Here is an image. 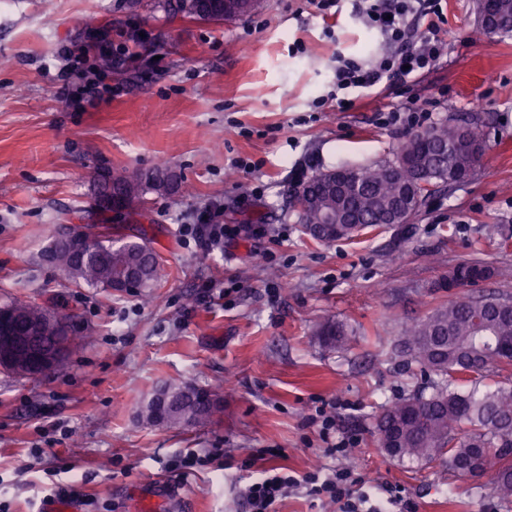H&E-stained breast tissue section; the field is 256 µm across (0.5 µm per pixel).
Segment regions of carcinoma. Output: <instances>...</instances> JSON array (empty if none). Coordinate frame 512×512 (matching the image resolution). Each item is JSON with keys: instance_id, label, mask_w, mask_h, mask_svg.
I'll return each mask as SVG.
<instances>
[{"instance_id": "obj_1", "label": "carcinoma", "mask_w": 512, "mask_h": 512, "mask_svg": "<svg viewBox=\"0 0 512 512\" xmlns=\"http://www.w3.org/2000/svg\"><path fill=\"white\" fill-rule=\"evenodd\" d=\"M163 8L193 20L220 23L248 15L253 0H153ZM491 10L499 26L478 23L486 36H512V0H495ZM97 66L121 79L112 53H96ZM485 150L479 123L441 124L409 135L394 159L373 168L348 167L347 185L336 187V170H319L301 183L298 193L312 201L298 209L299 223L311 226L309 236L329 243L333 238L325 222L336 217L363 231L393 224H407L427 204L434 187H452L470 177ZM102 180L125 197V207L144 202L156 192V183L168 184V193L178 187L177 178L166 168L130 171L124 167H102ZM86 248L77 254L60 237V226L50 231L48 241L56 245L53 265L78 287L112 292V274L119 269H139L138 293L145 295L166 277L160 254L146 238L128 240L112 225V217L99 211L97 223L85 225ZM479 261L460 264L448 272V289L465 288L476 277L488 278ZM45 302L17 299L0 303V311L11 313V325L20 336L37 320ZM330 347L345 345L344 333L333 325L320 332ZM403 352L424 376L438 383L430 394L420 391L410 398L386 406L377 418L376 436L384 451L402 460L429 465L448 463V470L465 475L474 469L495 472V493L512 502V386L480 391H461L454 383L465 376H484L492 368L512 366V356L501 345L512 343V295H480L452 298L400 337ZM170 403L165 408L172 424L205 426L220 412L223 388H199L181 382L165 385Z\"/></svg>"}]
</instances>
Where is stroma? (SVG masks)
I'll return each instance as SVG.
<instances>
[{
  "mask_svg": "<svg viewBox=\"0 0 512 512\" xmlns=\"http://www.w3.org/2000/svg\"><path fill=\"white\" fill-rule=\"evenodd\" d=\"M451 40L443 59L409 93L433 124L461 115L483 121L476 172L436 190L402 227L321 243L293 206L294 172L366 167L393 159L405 135L380 126L379 111L402 103L379 86L344 112L317 106L336 54L368 58L381 37L352 15H314L308 0H261L250 15L205 23L123 0H9L0 7V299L56 296L86 338L36 378L0 370V504L7 512H51L55 484L76 488L66 512H247L241 489L262 464L296 474L316 459L376 477L372 512H512L493 474L454 477L446 465L390 457L375 422L384 406L427 386L391 347L411 322L449 297L454 265L479 261L485 293H512V38L476 32L475 0H442ZM99 13L125 70L102 101L73 108L63 92L76 77L63 58L91 33ZM141 31V44L130 35ZM262 161L245 173L235 158ZM130 170L166 164L181 177L171 195H148L147 217L118 215L125 235H146L168 279L149 298L76 288L41 262L50 229L91 211L102 163ZM263 187V196L252 193ZM207 208L226 224H284L287 239L248 237L202 255L182 247L179 224ZM274 261H266V254ZM236 283L231 303L204 291ZM338 326L346 345L319 331ZM185 381L223 386L222 411L203 427L150 426L137 416L157 387ZM337 406L340 431L358 436L342 456L307 416ZM64 421L69 434L53 431ZM41 449L33 457L32 449ZM226 449L207 467L178 476L167 460ZM268 449L265 463L248 453Z\"/></svg>",
  "mask_w": 512,
  "mask_h": 512,
  "instance_id": "stroma-1",
  "label": "stroma"
}]
</instances>
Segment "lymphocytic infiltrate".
<instances>
[{
	"mask_svg": "<svg viewBox=\"0 0 512 512\" xmlns=\"http://www.w3.org/2000/svg\"><path fill=\"white\" fill-rule=\"evenodd\" d=\"M352 12L366 26L380 32L385 49L371 62L337 55L333 88L328 94L337 108H345L349 96L383 82L410 88L416 76L439 63L446 43L437 21L442 14L439 0H352ZM217 216V211L210 210L195 223L180 225L185 246L208 254L223 250L225 243L241 236L240 225L217 223ZM370 482L369 476H355L344 468L328 471L317 465L299 476L287 468L271 466L261 479L243 490L242 496L249 512H271L273 504L288 490L303 487L336 503L339 512H361L366 498L354 494L353 488Z\"/></svg>",
	"mask_w": 512,
	"mask_h": 512,
	"instance_id": "1",
	"label": "lymphocytic infiltrate"
}]
</instances>
